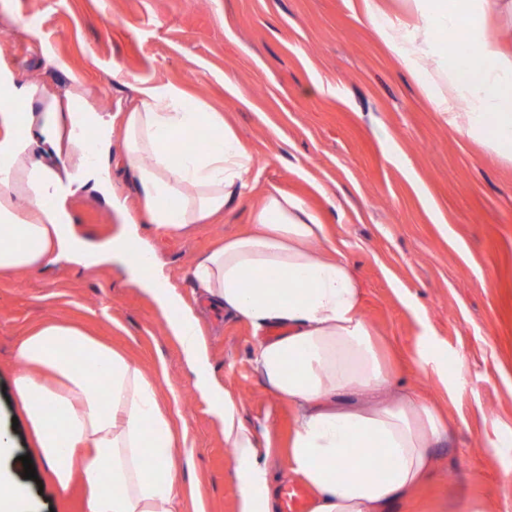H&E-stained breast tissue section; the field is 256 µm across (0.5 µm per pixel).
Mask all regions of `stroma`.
I'll use <instances>...</instances> for the list:
<instances>
[{"label":"stroma","mask_w":512,"mask_h":512,"mask_svg":"<svg viewBox=\"0 0 512 512\" xmlns=\"http://www.w3.org/2000/svg\"><path fill=\"white\" fill-rule=\"evenodd\" d=\"M362 2L0 0V73L31 85L32 113L78 95L108 120L125 110L131 84L174 85L223 113L251 149L258 178L243 196L211 223L150 242L175 291L196 306L212 375L273 474L287 470L294 411L254 369L251 324L200 306L189 270L217 243L249 232L252 207L275 186L305 196L355 266L385 362L426 397L456 391L437 469L390 512H468L473 503L512 512V447L489 450L512 433V165L450 134L376 37ZM18 18L36 19L37 39L15 27ZM72 208L90 243L120 229L97 192L78 195ZM128 278L117 262L0 274V425L14 427L43 486L34 512H80L58 497L11 391L17 347L44 320L79 324L158 375V398L188 435L187 496L205 512H238L224 433L154 301ZM424 345L464 360L463 379L420 372Z\"/></svg>","instance_id":"35a3bbf8"}]
</instances>
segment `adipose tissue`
<instances>
[{
  "label": "adipose tissue",
  "mask_w": 512,
  "mask_h": 512,
  "mask_svg": "<svg viewBox=\"0 0 512 512\" xmlns=\"http://www.w3.org/2000/svg\"><path fill=\"white\" fill-rule=\"evenodd\" d=\"M419 26L403 31L378 21L376 35L418 80L427 99L448 117L450 133L485 142L512 161V38L491 28L512 20V0H413ZM456 44L440 53L438 32ZM120 126L73 98L67 112L34 118L11 76L0 78V273L67 259L91 267L118 261L131 282L155 301L177 338L194 387L209 403L233 451L239 512H276V498L253 432L236 403L209 377L208 352L193 308L159 276L140 271L155 261L138 232L178 233L223 212L249 187L254 157L223 113L189 106L173 86L138 82ZM98 130L93 150L79 145V128ZM120 130L122 160L134 173L141 211L122 210V228L105 246L79 236L70 201L93 189L112 194V132ZM205 130V150L182 148L190 131ZM69 151L73 168L32 160ZM53 195L52 207L43 199ZM252 234L226 240L190 271L212 307L246 320L259 333L253 364L271 392L295 412L288 471L315 494L311 512H388L418 486L448 433L440 409L408 386H395L362 314L363 283L336 249L316 253L325 224L297 195L269 190L251 213ZM272 278L250 288V276ZM95 363L96 379L73 356ZM13 392L61 498L81 493L85 512H183L181 463L171 415L156 383L135 362L74 325L49 320L18 348ZM389 465L379 472L373 451ZM15 447L0 428V512H32L18 478ZM352 475H343L344 466Z\"/></svg>",
  "instance_id": "1"
}]
</instances>
